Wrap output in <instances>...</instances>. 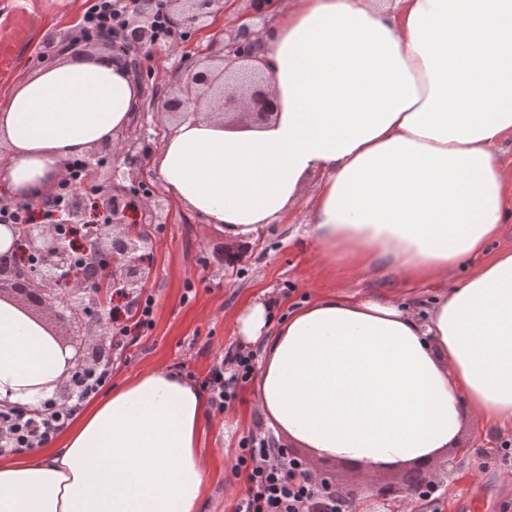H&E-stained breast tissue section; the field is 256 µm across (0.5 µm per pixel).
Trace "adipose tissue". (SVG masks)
<instances>
[{
    "mask_svg": "<svg viewBox=\"0 0 512 512\" xmlns=\"http://www.w3.org/2000/svg\"><path fill=\"white\" fill-rule=\"evenodd\" d=\"M276 100L258 127L204 114L163 142L159 178L188 209L244 236L280 220L310 180L321 262L444 282L500 236L512 137V0H292L258 50ZM138 87L123 60L38 69L0 109L5 176L40 197L67 160L118 139ZM257 297L236 338L262 348L266 428L365 470L433 458L464 420L512 431V250L426 314L396 296L330 294L274 323ZM65 356L0 301V398L36 404ZM206 395L155 367L92 404L62 449L0 462V512H198Z\"/></svg>",
    "mask_w": 512,
    "mask_h": 512,
    "instance_id": "adipose-tissue-1",
    "label": "adipose tissue"
}]
</instances>
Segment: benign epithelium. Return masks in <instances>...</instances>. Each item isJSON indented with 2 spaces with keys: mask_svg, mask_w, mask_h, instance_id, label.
I'll return each mask as SVG.
<instances>
[{
  "mask_svg": "<svg viewBox=\"0 0 512 512\" xmlns=\"http://www.w3.org/2000/svg\"><path fill=\"white\" fill-rule=\"evenodd\" d=\"M219 0H168L169 13L181 18V22L197 25L214 13V7ZM261 31L257 28L242 25L224 29V43L221 44L214 57L224 62V69H229L238 62H252L256 59L255 48ZM128 41L140 46L151 41L152 16L149 11V3H143V8L138 13V18L131 20L126 26ZM232 83L216 84L213 75L204 70H198L188 77L191 93L182 95L174 93L159 101V110L173 113L180 117L184 114H195L201 106H206L210 112L228 114L230 112H243L250 118L254 125L266 122L276 109V101L271 89V84L264 71L250 65L244 72H232ZM117 161L121 163V174L132 175L140 170L142 157L127 141L122 140L111 146ZM112 224L106 230V234L125 223L127 212L122 210L123 195L113 194ZM13 235L24 242V249L29 254L39 256L45 268L52 271L61 270L59 275H31L28 278L26 290L21 291L16 286L6 267H14L8 260L11 252H1L0 260L5 265L0 266V301H5L26 314L31 320L51 335L62 353L66 355V363L71 366L85 358L87 340H81L80 344H74L59 336L50 324L43 318V309H54L56 303L66 300L70 318L74 321L80 319L81 310L84 307V299L72 290V279L68 271L67 248L55 233L51 225H8ZM147 237L129 234L124 240L121 251H110L112 263V287L121 286L128 288L134 283V279L141 276L142 267L140 252L145 248ZM312 470L319 480L331 487L336 492V498L353 500L357 492L353 489L343 490L331 484L324 476L321 467L314 463ZM415 476L420 481H436L429 469V461H422L409 467L403 473L398 483H377L369 486L371 496L377 501H385L389 498L402 496L408 492V479Z\"/></svg>",
  "mask_w": 512,
  "mask_h": 512,
  "instance_id": "benign-epithelium-1",
  "label": "benign epithelium"
}]
</instances>
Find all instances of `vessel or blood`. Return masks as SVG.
<instances>
[{
  "label": "vessel or blood",
  "instance_id": "b4317fda",
  "mask_svg": "<svg viewBox=\"0 0 512 512\" xmlns=\"http://www.w3.org/2000/svg\"><path fill=\"white\" fill-rule=\"evenodd\" d=\"M32 0H13L11 14L0 21V81L13 78L22 58L32 47V31L38 24Z\"/></svg>",
  "mask_w": 512,
  "mask_h": 512
}]
</instances>
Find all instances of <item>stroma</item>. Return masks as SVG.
<instances>
[{
    "instance_id": "35a3bbf8",
    "label": "stroma",
    "mask_w": 512,
    "mask_h": 512,
    "mask_svg": "<svg viewBox=\"0 0 512 512\" xmlns=\"http://www.w3.org/2000/svg\"><path fill=\"white\" fill-rule=\"evenodd\" d=\"M248 14L247 0H222L219 13L205 25L191 26L176 51L152 46L138 54L136 78L142 97L125 131L143 154L141 174L112 181L114 159L94 161L90 182L102 191L111 188L138 193L139 206L153 201L163 209L150 225L146 274L141 287L155 299V323L137 346L113 356L112 384L120 386L140 373L167 366L203 380L215 350L234 344L235 315L258 295L276 298L279 315L318 295L345 289L349 273L344 264L318 268L315 249L305 234L301 210L268 224L248 236H232L187 209L157 177L152 164L174 121L157 111L154 102L182 89V77L209 60L214 44L224 40V15ZM360 288L376 293H405L419 310L437 297L435 282L406 284L393 279H369ZM254 385L224 414H210L201 446L208 459V487L201 512H233L246 485L234 477L231 461L238 442L255 428L260 413L252 401ZM512 441V432L463 429L457 447L434 459L439 478L441 512H503L512 506V466L501 465L498 448Z\"/></svg>"
}]
</instances>
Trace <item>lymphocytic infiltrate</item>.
Returning <instances> with one entry per match:
<instances>
[{
	"label": "lymphocytic infiltrate",
	"mask_w": 512,
	"mask_h": 512,
	"mask_svg": "<svg viewBox=\"0 0 512 512\" xmlns=\"http://www.w3.org/2000/svg\"><path fill=\"white\" fill-rule=\"evenodd\" d=\"M139 6L140 0H87L75 28V40L93 42L104 37L115 42L123 40L127 17ZM65 210L59 192L45 200L37 211L23 202L0 204V224H30L39 219L55 225L60 238L82 239L110 221L109 213L101 211L94 224L57 223V215ZM115 294L119 304L89 311L103 339L94 349L91 364L69 375L70 400L61 402L50 397L35 408L0 405V456L34 452L50 444L83 405L111 383L113 351L137 345L152 330L155 316L152 294L139 288H119ZM255 369V352L233 346L220 350L200 383L211 410L223 413L240 400L243 389L254 378ZM232 471L234 475L244 476L247 484L234 512H319L321 506L336 505L334 493L320 484L307 463L289 457L287 448L261 432L240 439Z\"/></svg>",
	"instance_id": "f902f5d3"
}]
</instances>
